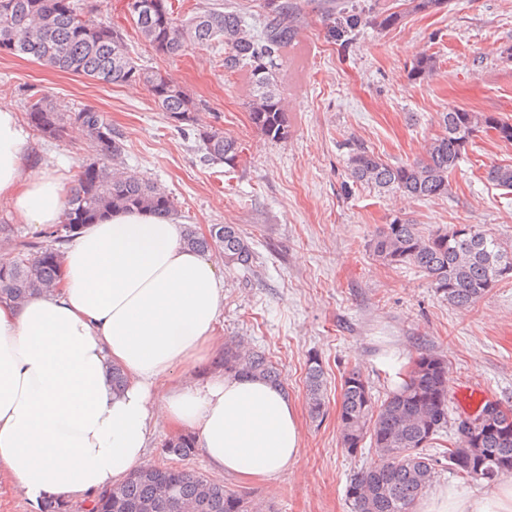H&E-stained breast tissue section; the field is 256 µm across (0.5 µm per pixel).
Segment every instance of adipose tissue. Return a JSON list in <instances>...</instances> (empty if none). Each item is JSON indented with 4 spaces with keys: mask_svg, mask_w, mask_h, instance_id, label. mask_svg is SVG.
<instances>
[{
    "mask_svg": "<svg viewBox=\"0 0 512 512\" xmlns=\"http://www.w3.org/2000/svg\"><path fill=\"white\" fill-rule=\"evenodd\" d=\"M23 145L15 109L0 101V198L23 223H61L60 178L26 172ZM182 238L172 219L111 213L72 239L55 292L0 301V477L29 500H94L146 466L162 426L192 430L208 463L230 474L271 478L297 460L284 386L191 375L216 349L224 279ZM421 512H512V478L489 496L440 493Z\"/></svg>",
    "mask_w": 512,
    "mask_h": 512,
    "instance_id": "1",
    "label": "adipose tissue"
}]
</instances>
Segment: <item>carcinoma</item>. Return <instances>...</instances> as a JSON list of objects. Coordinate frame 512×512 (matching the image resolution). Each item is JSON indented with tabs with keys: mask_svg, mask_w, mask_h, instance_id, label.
<instances>
[{
	"mask_svg": "<svg viewBox=\"0 0 512 512\" xmlns=\"http://www.w3.org/2000/svg\"><path fill=\"white\" fill-rule=\"evenodd\" d=\"M141 9L129 18L138 36L155 52L177 57L192 49L224 45V71H250L248 100L254 127L271 141L288 139L286 110L278 93V60L297 33L298 7L292 0H264V25L251 33L236 10H204L188 19L179 17L172 0H136ZM72 0H0V54L27 55L64 73L106 85H144L158 107L189 123L199 104L166 75L149 71L130 56L124 34L108 23L88 24L70 8ZM349 32L370 24L380 30L400 24L401 11L363 9L356 0L341 3ZM437 70L436 58L420 55L411 76L425 79ZM29 124L44 136L59 139L69 126L80 127L96 159L79 166L66 195L61 226L49 232L53 244L43 247L15 236L8 224L0 233L14 242L18 255L0 266V297L23 303L34 293L47 294L60 278L63 248L87 224L115 210H143L170 217L173 197L119 164L124 152L122 136L91 107L62 112L44 98L26 107ZM442 133L433 137L424 155L408 163L389 164L365 147L348 158L353 182L378 191L399 192L417 198H438L449 193L450 178L477 133L496 132L512 144V122L494 113L451 109L441 114ZM205 159L230 168L240 163L242 147L220 129L199 133ZM488 179L512 190V165L494 166ZM184 243L205 253L216 250L224 266L248 269L253 248L235 224L219 225L208 236L187 228ZM372 255L391 266L418 269L448 303L471 306L493 285L512 277V251L473 224H453L423 234L401 218L379 227L368 243ZM226 373L258 375L280 381L277 367L264 354L238 344L224 346ZM399 381L381 401L356 369L345 374L340 394V442L350 454L365 440L381 457L373 469L353 474L345 487L352 512H414L435 477L434 459L427 453L448 428V364L438 355L421 353L398 372ZM323 370L310 358L307 372L310 414H323ZM489 399L469 415L474 428L454 430L452 447L445 449L448 466L462 479L494 483L512 474V411L496 409ZM162 452L184 460L196 452L194 436L182 433L170 439ZM89 512H274L198 472L173 466L135 470L126 480L100 493Z\"/></svg>",
	"mask_w": 512,
	"mask_h": 512,
	"instance_id": "obj_1",
	"label": "carcinoma"
}]
</instances>
